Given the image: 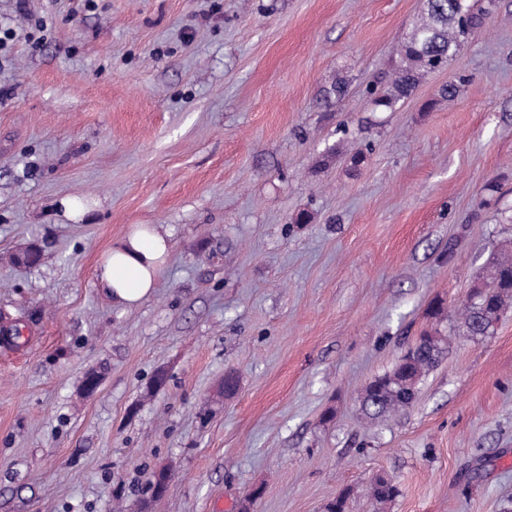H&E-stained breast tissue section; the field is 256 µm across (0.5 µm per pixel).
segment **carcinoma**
I'll return each instance as SVG.
<instances>
[{"label":"carcinoma","mask_w":512,"mask_h":512,"mask_svg":"<svg viewBox=\"0 0 512 512\" xmlns=\"http://www.w3.org/2000/svg\"><path fill=\"white\" fill-rule=\"evenodd\" d=\"M485 16L482 10H472L470 0H426L423 16L403 38L391 85L376 104L393 107L412 94L423 76L445 68L483 26ZM511 301L512 258L505 256L493 267L489 282L463 308L466 335L488 334ZM421 342L415 356L376 377L363 389L359 396L363 416L370 420L386 418L414 403L418 384L439 363L446 338L436 331L422 336ZM370 493L377 503L385 504L397 496L398 489L393 481L377 478Z\"/></svg>","instance_id":"cac0c4a2"}]
</instances>
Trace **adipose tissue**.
<instances>
[{
  "mask_svg": "<svg viewBox=\"0 0 512 512\" xmlns=\"http://www.w3.org/2000/svg\"><path fill=\"white\" fill-rule=\"evenodd\" d=\"M170 235L159 224H140L116 240L96 263L97 287L123 309L151 296L167 263Z\"/></svg>",
  "mask_w": 512,
  "mask_h": 512,
  "instance_id": "ef3b65f1",
  "label": "adipose tissue"
}]
</instances>
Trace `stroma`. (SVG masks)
<instances>
[{
	"mask_svg": "<svg viewBox=\"0 0 512 512\" xmlns=\"http://www.w3.org/2000/svg\"><path fill=\"white\" fill-rule=\"evenodd\" d=\"M422 8L0 0V328L22 333L0 342V512H326L345 489L347 512L512 506V304L486 336L461 319L512 255V0L375 109ZM135 224L170 254L117 310L94 268ZM28 246L40 262L12 264ZM434 328L416 402L362 417Z\"/></svg>",
	"mask_w": 512,
	"mask_h": 512,
	"instance_id": "1",
	"label": "stroma"
}]
</instances>
